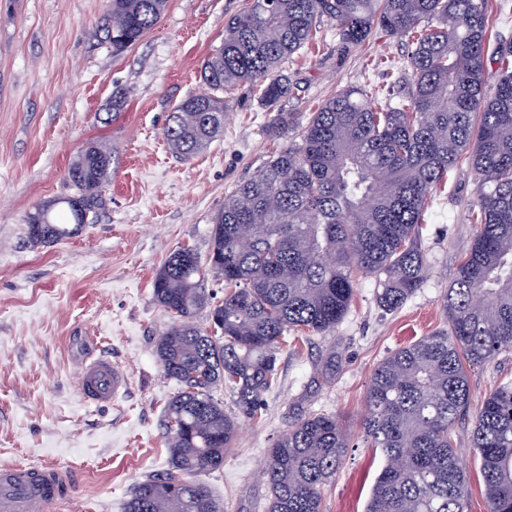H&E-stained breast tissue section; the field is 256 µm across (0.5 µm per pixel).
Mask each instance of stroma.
Listing matches in <instances>:
<instances>
[{"label":"stroma","instance_id":"obj_1","mask_svg":"<svg viewBox=\"0 0 512 512\" xmlns=\"http://www.w3.org/2000/svg\"><path fill=\"white\" fill-rule=\"evenodd\" d=\"M243 6L167 0L158 24L116 53L103 28L106 0H0V465L50 461L77 470L73 504L53 512H124L135 484L168 467L164 406L178 385L162 372L156 339L174 319L153 284L169 255L190 247L207 260L225 199L298 144L328 99L350 87L409 89L410 42L373 37L346 47L323 20L279 69L299 85L297 96L273 108L249 86L228 91L221 134L197 155L176 157L163 135L170 115L203 91L202 62L222 44L225 19ZM280 111L289 115L282 127L274 124ZM91 142L112 151L98 222L32 246L29 216L42 205L62 212L72 193L66 169ZM475 197L466 167L438 188L424 231L431 271L403 306H379L376 278H360L335 331L281 348L262 418L241 420L223 467L198 477L224 512H263L268 450L311 410L339 416L350 436L322 488L323 512H365L385 464L360 427L371 375L391 352L443 327L441 302L472 237ZM95 350L128 377L108 406L87 404L77 389L82 361ZM505 381H512V351L471 371V409ZM470 427L459 424L454 439L470 477L467 512H485Z\"/></svg>","mask_w":512,"mask_h":512}]
</instances>
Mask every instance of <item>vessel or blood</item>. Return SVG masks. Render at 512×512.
Listing matches in <instances>:
<instances>
[{
	"instance_id": "vessel-or-blood-1",
	"label": "vessel or blood",
	"mask_w": 512,
	"mask_h": 512,
	"mask_svg": "<svg viewBox=\"0 0 512 512\" xmlns=\"http://www.w3.org/2000/svg\"><path fill=\"white\" fill-rule=\"evenodd\" d=\"M126 386L122 370L104 355L83 361L78 390L88 403L111 402ZM77 484L73 469L53 463L0 466V512H50L72 497Z\"/></svg>"
}]
</instances>
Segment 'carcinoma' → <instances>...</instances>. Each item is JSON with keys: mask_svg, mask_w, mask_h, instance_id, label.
<instances>
[{"mask_svg": "<svg viewBox=\"0 0 512 512\" xmlns=\"http://www.w3.org/2000/svg\"><path fill=\"white\" fill-rule=\"evenodd\" d=\"M166 0H109L106 37L120 53L157 23ZM326 19L344 44L407 38L412 89L382 103L347 89L313 114L301 143L280 151L224 200L210 230L208 266L190 248L173 252L154 282L177 322L158 337L168 401V469L139 482L124 512H224L194 480L220 468L239 418L256 419L278 376L291 331L330 332L342 322L357 277L377 278V303L402 306L430 269L422 217L452 170L470 168L474 233L443 299L446 327L398 348L378 364L365 397L363 433L381 451L365 512H465L469 479L454 448L468 411L469 370L512 350V45L485 69L487 0H245L224 22V43L204 62L209 89L181 101L164 136L172 153L204 150L224 121L222 93L260 87L272 107L297 87L277 66L313 39ZM112 150L94 144L67 169L76 194L68 223L48 208L30 217L28 239L50 244L71 224H95ZM224 280L211 303L208 275ZM208 310L209 327L193 322ZM223 387L234 411L213 396ZM486 512H512V382L483 401L470 431ZM349 448L341 420L302 415L269 449L262 478L266 512H323L321 489Z\"/></svg>", "mask_w": 512, "mask_h": 512, "instance_id": "cac0c4a2", "label": "carcinoma"}]
</instances>
